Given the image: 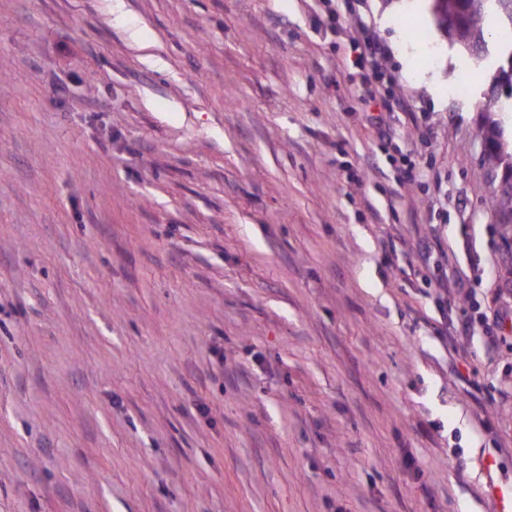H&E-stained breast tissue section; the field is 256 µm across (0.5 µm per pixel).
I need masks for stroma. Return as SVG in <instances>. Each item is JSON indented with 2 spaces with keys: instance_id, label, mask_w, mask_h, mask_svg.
<instances>
[{
  "instance_id": "stroma-1",
  "label": "stroma",
  "mask_w": 512,
  "mask_h": 512,
  "mask_svg": "<svg viewBox=\"0 0 512 512\" xmlns=\"http://www.w3.org/2000/svg\"><path fill=\"white\" fill-rule=\"evenodd\" d=\"M112 2L0 0V512H497L492 67L430 0ZM354 48L358 52L357 60L359 64L364 66L365 64L377 65L378 59L383 54V49L379 43L369 36L355 38Z\"/></svg>"
}]
</instances>
